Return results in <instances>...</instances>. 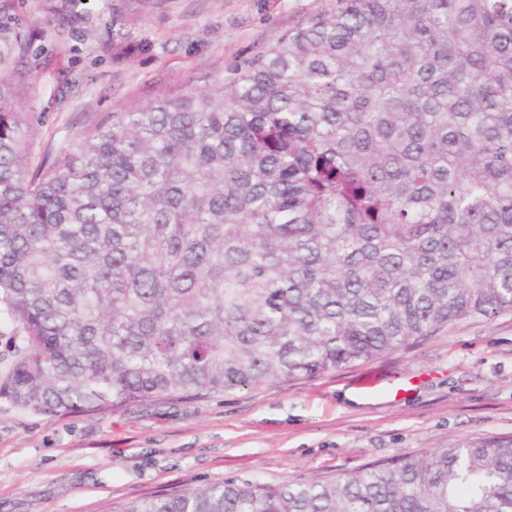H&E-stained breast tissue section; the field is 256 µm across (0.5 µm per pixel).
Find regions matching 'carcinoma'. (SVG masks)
Listing matches in <instances>:
<instances>
[{"instance_id":"1","label":"carcinoma","mask_w":512,"mask_h":512,"mask_svg":"<svg viewBox=\"0 0 512 512\" xmlns=\"http://www.w3.org/2000/svg\"><path fill=\"white\" fill-rule=\"evenodd\" d=\"M0 44V398L310 379L512 310V0H334L39 162ZM123 512H512V435Z\"/></svg>"}]
</instances>
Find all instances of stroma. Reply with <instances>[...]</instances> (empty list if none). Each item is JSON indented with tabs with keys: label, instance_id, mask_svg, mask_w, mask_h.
<instances>
[{
	"label": "stroma",
	"instance_id": "1",
	"mask_svg": "<svg viewBox=\"0 0 512 512\" xmlns=\"http://www.w3.org/2000/svg\"><path fill=\"white\" fill-rule=\"evenodd\" d=\"M329 0H0L36 153L111 113L200 90ZM512 435V311L368 363L116 412L43 415L0 399V512H123L227 480L279 485Z\"/></svg>",
	"mask_w": 512,
	"mask_h": 512
}]
</instances>
